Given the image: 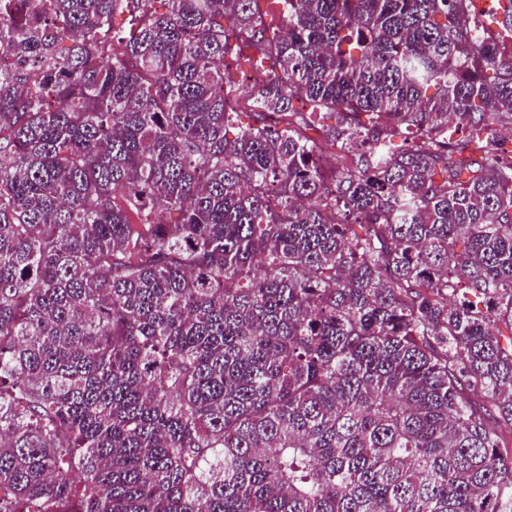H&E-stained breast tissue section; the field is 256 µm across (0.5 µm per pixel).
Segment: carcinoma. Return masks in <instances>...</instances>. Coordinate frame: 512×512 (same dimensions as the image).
Here are the masks:
<instances>
[{
    "mask_svg": "<svg viewBox=\"0 0 512 512\" xmlns=\"http://www.w3.org/2000/svg\"><path fill=\"white\" fill-rule=\"evenodd\" d=\"M132 2L0 0V512H512V0Z\"/></svg>",
    "mask_w": 512,
    "mask_h": 512,
    "instance_id": "obj_1",
    "label": "carcinoma"
}]
</instances>
